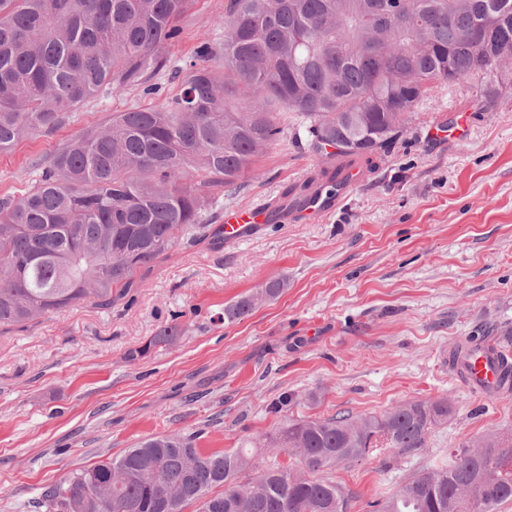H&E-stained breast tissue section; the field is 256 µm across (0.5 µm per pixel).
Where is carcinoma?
<instances>
[{
  "label": "carcinoma",
  "mask_w": 512,
  "mask_h": 512,
  "mask_svg": "<svg viewBox=\"0 0 512 512\" xmlns=\"http://www.w3.org/2000/svg\"><path fill=\"white\" fill-rule=\"evenodd\" d=\"M189 0H0V153L51 133L102 91L140 87L166 67ZM512 62V0H228L224 41L208 39L175 72L158 106L114 112L65 141L34 184L0 202V326L84 300L109 307L136 273L182 243L222 235L204 223V189L244 186L285 117L295 141L325 158L387 151L440 85L495 79ZM269 281L224 309L250 316L282 294ZM173 326L128 353L135 361L177 338ZM445 399L381 414L296 420L269 437L297 468L249 474L245 448L206 451L179 434L147 437L72 473L46 512H346L326 470L374 452L426 447L448 421ZM512 501V439L489 434L414 476L379 512H496Z\"/></svg>",
  "instance_id": "1"
}]
</instances>
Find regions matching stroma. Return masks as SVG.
<instances>
[{
  "label": "stroma",
  "mask_w": 512,
  "mask_h": 512,
  "mask_svg": "<svg viewBox=\"0 0 512 512\" xmlns=\"http://www.w3.org/2000/svg\"><path fill=\"white\" fill-rule=\"evenodd\" d=\"M227 0H191L165 49L159 95L138 88L91 98L56 132L0 153V200L35 179L74 134L112 113L174 95L172 68L202 39L224 37ZM492 110L477 81L441 85L413 113L393 151L348 184L326 221L289 211L244 241L177 247L146 285L102 309L92 302L0 327V512H44L47 490L152 434L193 437L209 450L255 448V470L292 458L258 448L287 420L379 413L448 399L454 413L424 448L336 465L346 512H372L449 449L486 433L512 436V395L470 390L448 367L473 335L512 339V68ZM464 123L458 139L449 127ZM319 156L291 136L266 149L243 188L215 189L227 209L265 204L321 177ZM286 288L245 319L225 306L267 281ZM170 325L179 338L151 356L127 353Z\"/></svg>",
  "instance_id": "stroma-1"
}]
</instances>
